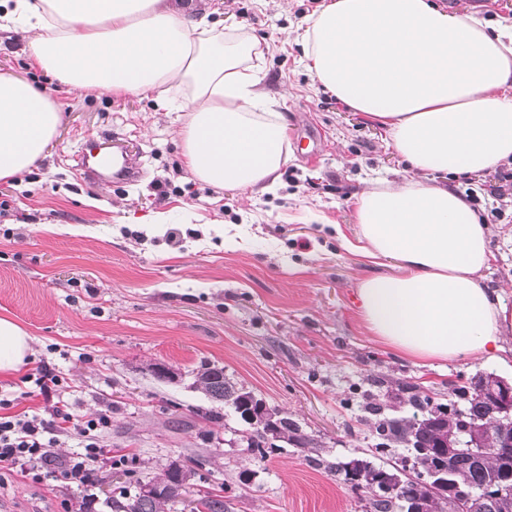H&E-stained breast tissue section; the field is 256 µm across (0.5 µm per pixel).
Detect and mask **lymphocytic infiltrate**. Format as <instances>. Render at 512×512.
<instances>
[{
    "label": "lymphocytic infiltrate",
    "mask_w": 512,
    "mask_h": 512,
    "mask_svg": "<svg viewBox=\"0 0 512 512\" xmlns=\"http://www.w3.org/2000/svg\"><path fill=\"white\" fill-rule=\"evenodd\" d=\"M28 378L44 405L32 414H15L12 400L0 399V470L37 481L58 475L92 486L97 467L112 461V450L104 440L112 424L111 406H103L88 419H77L65 397V379L55 366L37 361ZM72 433L79 435L82 453L60 456L57 449L63 436Z\"/></svg>",
    "instance_id": "1"
}]
</instances>
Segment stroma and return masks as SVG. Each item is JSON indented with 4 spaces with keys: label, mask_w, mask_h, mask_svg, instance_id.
Masks as SVG:
<instances>
[{
    "label": "stroma",
    "mask_w": 512,
    "mask_h": 512,
    "mask_svg": "<svg viewBox=\"0 0 512 512\" xmlns=\"http://www.w3.org/2000/svg\"><path fill=\"white\" fill-rule=\"evenodd\" d=\"M324 0H200L220 32L266 41L262 90L279 101L291 144L318 128L313 159L292 152L277 194L200 183L182 154L181 113L156 95H72L30 68L25 42L0 31V73L37 79L61 112L45 157L21 180L0 181V315L33 340L36 358L65 375L74 415L112 408L107 437L124 469L149 479L176 460H202L198 487L224 488L228 512H365L368 496L287 447L260 457L230 447L244 424L223 408L220 423L192 387L200 362L223 366L267 406L321 439L323 455L367 448L360 395L383 378L436 392L512 369L474 359L420 366L366 329L359 281L393 274L351 250L356 198L367 179L411 177L381 124L320 89L301 63L303 19ZM91 140L103 153L137 156L143 176L114 186L84 179L74 154ZM166 223L155 224L156 215ZM495 259L481 280L512 307V203L490 224ZM170 368L159 381L153 370ZM102 466L95 512L135 494ZM85 487L61 478L0 482V512H64Z\"/></svg>",
    "instance_id": "stroma-1"
}]
</instances>
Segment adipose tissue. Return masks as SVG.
<instances>
[{
    "label": "adipose tissue",
    "instance_id": "obj_1",
    "mask_svg": "<svg viewBox=\"0 0 512 512\" xmlns=\"http://www.w3.org/2000/svg\"><path fill=\"white\" fill-rule=\"evenodd\" d=\"M0 28L30 65L73 94L160 93L184 113L183 156L220 189L273 191L288 129L260 82L266 46L215 33L207 17L161 0H9ZM302 60L320 87L385 126L414 172L359 194L362 255L399 272L360 281L358 314L379 341L425 361H500L512 310L480 283L487 226L437 173L476 174L512 160V21L452 14L431 0H325L305 18ZM188 88L174 103L167 92ZM35 84L0 75V180L31 172L60 123ZM32 338L0 317V372L18 371Z\"/></svg>",
    "mask_w": 512,
    "mask_h": 512
}]
</instances>
